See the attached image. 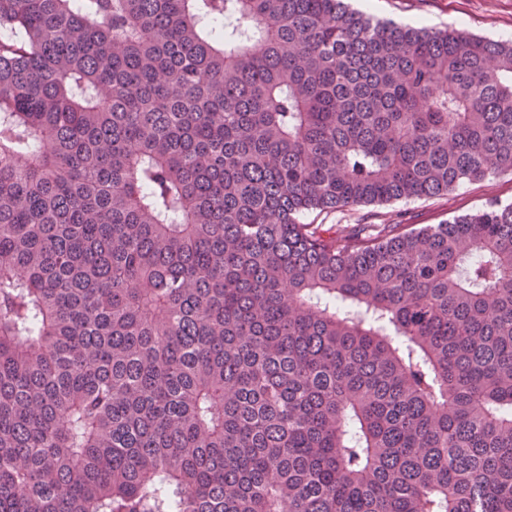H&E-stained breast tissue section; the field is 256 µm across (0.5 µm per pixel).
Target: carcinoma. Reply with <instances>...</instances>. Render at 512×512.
<instances>
[{"label":"carcinoma","mask_w":512,"mask_h":512,"mask_svg":"<svg viewBox=\"0 0 512 512\" xmlns=\"http://www.w3.org/2000/svg\"><path fill=\"white\" fill-rule=\"evenodd\" d=\"M0 512H512V42L345 0H0ZM491 200L505 204L512 202V173L467 183L444 196L310 212L302 220L305 223L325 224L324 228L332 227V231L349 230L356 224L387 223L405 224V229H410L423 224L445 223L454 216L482 209Z\"/></svg>","instance_id":"cac0c4a2"}]
</instances>
